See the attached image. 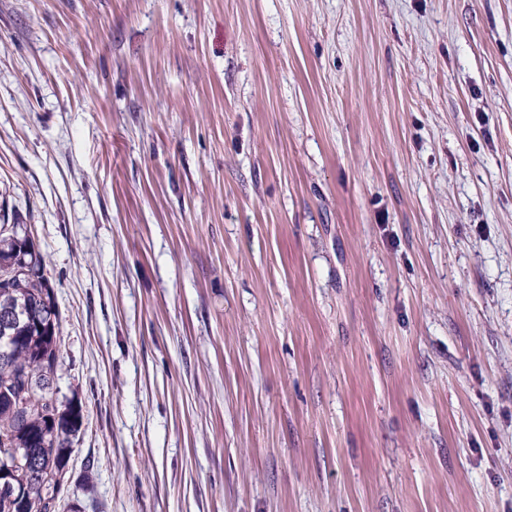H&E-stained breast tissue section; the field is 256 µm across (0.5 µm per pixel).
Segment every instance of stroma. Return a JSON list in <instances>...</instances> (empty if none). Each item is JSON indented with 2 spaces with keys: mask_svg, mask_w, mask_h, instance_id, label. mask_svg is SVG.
Masks as SVG:
<instances>
[{
  "mask_svg": "<svg viewBox=\"0 0 512 512\" xmlns=\"http://www.w3.org/2000/svg\"><path fill=\"white\" fill-rule=\"evenodd\" d=\"M17 221L59 512H512V0H0Z\"/></svg>",
  "mask_w": 512,
  "mask_h": 512,
  "instance_id": "obj_1",
  "label": "stroma"
}]
</instances>
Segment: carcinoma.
I'll use <instances>...</instances> for the list:
<instances>
[{
    "label": "carcinoma",
    "mask_w": 512,
    "mask_h": 512,
    "mask_svg": "<svg viewBox=\"0 0 512 512\" xmlns=\"http://www.w3.org/2000/svg\"><path fill=\"white\" fill-rule=\"evenodd\" d=\"M61 315L54 283L28 224H0V449L24 458L35 455L44 469L68 474L75 436L83 424L82 405L46 391L41 379L60 367ZM0 512H56L49 502L60 489L31 485L18 465L0 473Z\"/></svg>",
    "instance_id": "cac0c4a2"
}]
</instances>
